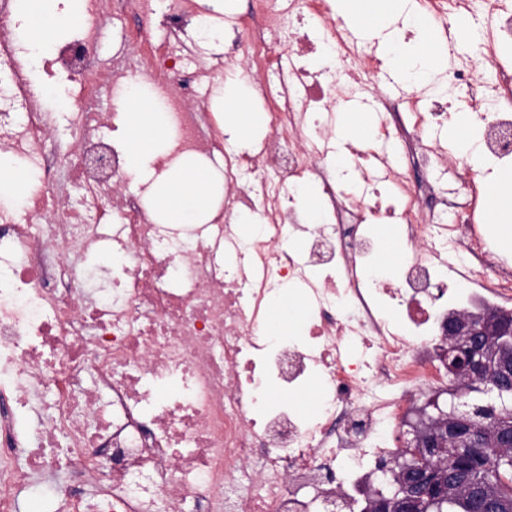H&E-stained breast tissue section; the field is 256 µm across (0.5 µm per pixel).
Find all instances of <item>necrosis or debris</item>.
Returning a JSON list of instances; mask_svg holds the SVG:
<instances>
[{
    "label": "necrosis or debris",
    "mask_w": 512,
    "mask_h": 512,
    "mask_svg": "<svg viewBox=\"0 0 512 512\" xmlns=\"http://www.w3.org/2000/svg\"><path fill=\"white\" fill-rule=\"evenodd\" d=\"M443 32L499 13L480 58L456 56L441 75L470 110L476 154L442 144L447 118L431 92L407 94V115L379 93L382 61L346 29L332 0H252L224 14V75L260 72L266 131L240 151L169 43H154L150 0H112L140 20L142 70L163 76L171 159L189 154L224 196L205 224L156 223L125 153L82 113L63 206L45 154L49 115L37 67L15 57L21 22L0 0V150L35 171L27 203L0 209V512L17 492L53 512H358L373 462L409 444L416 391L448 388L440 363L449 312L512 306V254L481 225L474 201L512 163V13L500 0H428ZM97 0L81 36L53 62L93 98L100 85ZM375 122L377 148L354 152L362 185L333 168L337 105ZM405 252L391 279L369 274L378 225ZM112 259V285L96 287ZM295 288L305 330L276 341L268 299ZM318 409L290 402L311 377ZM66 472L69 482L54 481Z\"/></svg>",
    "instance_id": "1"
}]
</instances>
